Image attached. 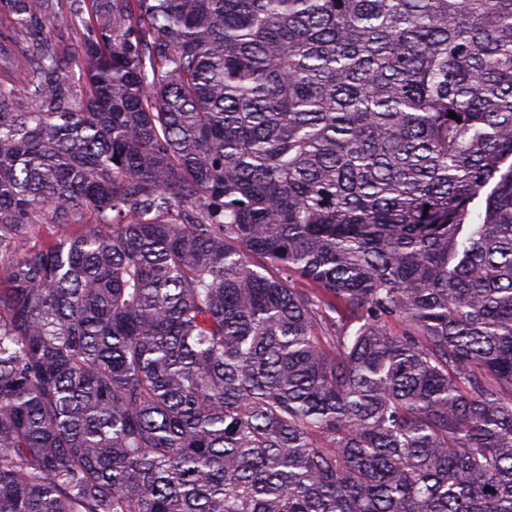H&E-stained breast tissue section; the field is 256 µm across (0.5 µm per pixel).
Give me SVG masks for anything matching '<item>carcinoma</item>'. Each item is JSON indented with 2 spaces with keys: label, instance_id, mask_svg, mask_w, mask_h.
<instances>
[{
  "label": "carcinoma",
  "instance_id": "obj_1",
  "mask_svg": "<svg viewBox=\"0 0 512 512\" xmlns=\"http://www.w3.org/2000/svg\"><path fill=\"white\" fill-rule=\"evenodd\" d=\"M511 158L512 0H0V512H512Z\"/></svg>",
  "mask_w": 512,
  "mask_h": 512
}]
</instances>
